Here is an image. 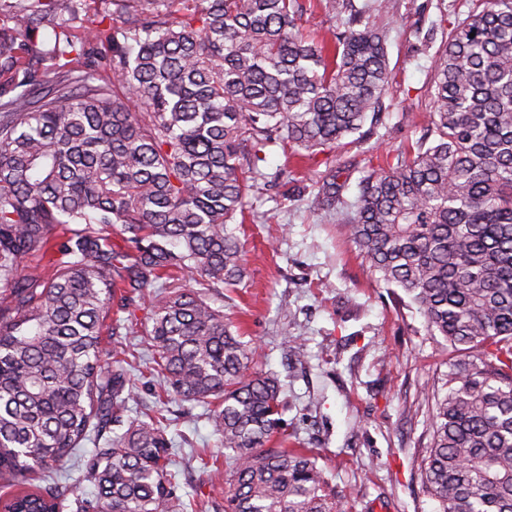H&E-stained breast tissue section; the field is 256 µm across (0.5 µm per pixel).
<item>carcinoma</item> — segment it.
<instances>
[{"label": "carcinoma", "mask_w": 512, "mask_h": 512, "mask_svg": "<svg viewBox=\"0 0 512 512\" xmlns=\"http://www.w3.org/2000/svg\"><path fill=\"white\" fill-rule=\"evenodd\" d=\"M109 2L0 0V512H184L166 419L126 418L124 351L101 349L136 327L112 310L174 277L144 307L158 396L211 405L224 512H336L315 458L269 446L279 379L249 371L255 349L201 288L246 274L230 225L270 143L332 151L380 120L396 0ZM316 9L317 39L301 26ZM444 22L430 137L365 171L346 223L456 354L425 396L427 493L440 512H512V0ZM343 187L330 171L317 207ZM87 442L93 490L71 502L57 475Z\"/></svg>", "instance_id": "1"}]
</instances>
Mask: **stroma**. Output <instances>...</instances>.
I'll list each match as a JSON object with an SVG mask.
<instances>
[{"label":"stroma","instance_id":"35a3bbf8","mask_svg":"<svg viewBox=\"0 0 512 512\" xmlns=\"http://www.w3.org/2000/svg\"><path fill=\"white\" fill-rule=\"evenodd\" d=\"M468 9V0H397L388 19L393 80L380 122L342 140L334 154H306L297 165L302 181L286 185L272 175L287 164L288 148L266 147V179L235 227L248 251L247 275L236 289L206 291L255 347L254 368L279 378L286 445L316 456L340 512H439L421 480L430 440L424 395L442 386L453 353L442 336L430 335L401 289L378 281L350 239L341 214L358 195L357 179L333 215L315 210L312 182L333 164L374 166L379 155L421 137L435 50L422 47L418 35ZM296 341L306 348L299 358L291 352ZM131 342L130 418L167 408L179 495L192 512H224V492L199 462L219 447L206 405H162L148 340L140 333Z\"/></svg>","mask_w":512,"mask_h":512}]
</instances>
